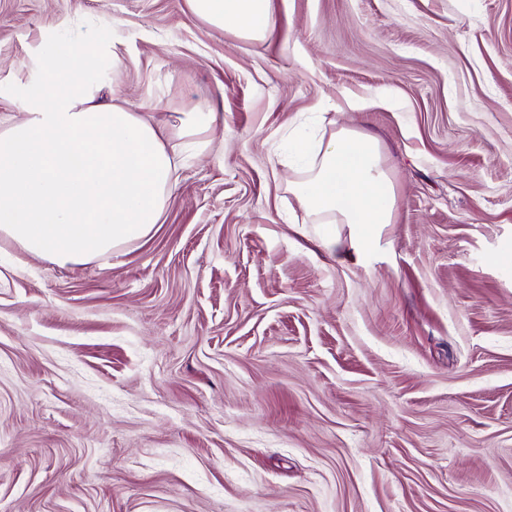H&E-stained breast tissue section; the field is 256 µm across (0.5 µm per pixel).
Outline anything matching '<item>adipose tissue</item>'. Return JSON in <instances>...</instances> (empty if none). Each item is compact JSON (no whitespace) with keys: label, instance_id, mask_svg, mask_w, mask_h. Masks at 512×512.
<instances>
[{"label":"adipose tissue","instance_id":"adipose-tissue-1","mask_svg":"<svg viewBox=\"0 0 512 512\" xmlns=\"http://www.w3.org/2000/svg\"><path fill=\"white\" fill-rule=\"evenodd\" d=\"M220 31L253 41L277 30L272 0H187ZM42 80L24 91V114L0 127V238L59 266L100 261L149 238L172 190L166 133L140 113L98 100L73 57L99 69L114 58L98 44L46 49ZM304 161L291 190L317 224H388L396 203L377 141L353 130L296 139Z\"/></svg>","mask_w":512,"mask_h":512}]
</instances>
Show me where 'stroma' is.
I'll use <instances>...</instances> for the list:
<instances>
[{
    "instance_id": "obj_1",
    "label": "stroma",
    "mask_w": 512,
    "mask_h": 512,
    "mask_svg": "<svg viewBox=\"0 0 512 512\" xmlns=\"http://www.w3.org/2000/svg\"><path fill=\"white\" fill-rule=\"evenodd\" d=\"M0 0V123L45 45L178 150L149 239L58 267L0 239V512H512V0ZM213 102V129L181 121ZM374 137L388 224L316 244L288 134ZM190 10L203 22L220 31L253 41H266L278 22L272 0H187ZM82 68L81 69H99L102 67L110 66L112 64V71L117 68L115 60L111 54L103 50L97 43L84 44L81 51Z\"/></svg>"
}]
</instances>
